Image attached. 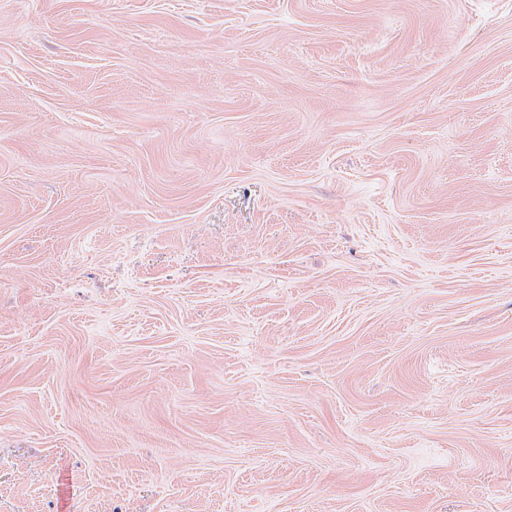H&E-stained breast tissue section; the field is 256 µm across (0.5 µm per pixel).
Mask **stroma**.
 <instances>
[{
	"label": "stroma",
	"instance_id": "stroma-1",
	"mask_svg": "<svg viewBox=\"0 0 512 512\" xmlns=\"http://www.w3.org/2000/svg\"><path fill=\"white\" fill-rule=\"evenodd\" d=\"M0 512H512V0H0Z\"/></svg>",
	"mask_w": 512,
	"mask_h": 512
}]
</instances>
